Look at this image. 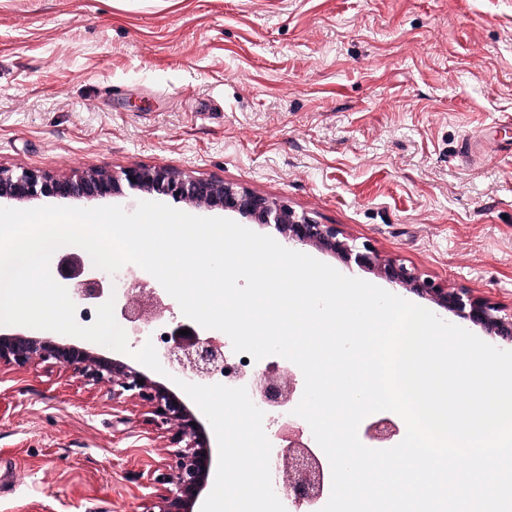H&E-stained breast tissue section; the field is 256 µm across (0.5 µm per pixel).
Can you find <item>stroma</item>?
Segmentation results:
<instances>
[{
	"instance_id": "obj_1",
	"label": "stroma",
	"mask_w": 512,
	"mask_h": 512,
	"mask_svg": "<svg viewBox=\"0 0 512 512\" xmlns=\"http://www.w3.org/2000/svg\"><path fill=\"white\" fill-rule=\"evenodd\" d=\"M0 165L221 179L510 313L512 0H0ZM172 433L1 364L0 512H146Z\"/></svg>"
}]
</instances>
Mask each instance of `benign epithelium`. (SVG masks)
I'll list each match as a JSON object with an SVG mask.
<instances>
[{
	"mask_svg": "<svg viewBox=\"0 0 512 512\" xmlns=\"http://www.w3.org/2000/svg\"><path fill=\"white\" fill-rule=\"evenodd\" d=\"M125 186L190 207L221 209L254 224L272 226L287 243L313 247L346 263L352 261L512 346V313L503 312L466 289L450 288L403 263L385 258L368 242L358 245L344 237L334 224H321L284 202L220 179L195 177L164 166H129L118 174L93 167L73 176L0 166V200L15 203L44 198L92 200L119 195ZM72 278L76 279L73 292L82 301L100 297L102 281L111 278V274L95 268L89 278L80 280L76 274ZM164 357L171 368L189 375L192 381L211 380L224 370L223 345L212 340L177 343L165 350ZM36 359L72 366L89 382H108L112 384V396L138 398L150 407L156 424L175 425L173 450L158 475L164 491L146 512H198L196 505L207 485L212 458L200 421L180 396L125 362L76 348L68 342L24 333H0V363L25 366ZM296 389V378L291 374L286 379L263 374L254 381L252 395L277 404L290 403ZM401 431V422L391 417L369 416L362 422L363 437L375 448L389 447ZM287 451L283 482L288 486V501L301 512H308L323 497L331 476L325 472L311 440L304 438L303 429L291 417Z\"/></svg>",
	"mask_w": 512,
	"mask_h": 512,
	"instance_id": "benign-epithelium-1",
	"label": "benign epithelium"
}]
</instances>
